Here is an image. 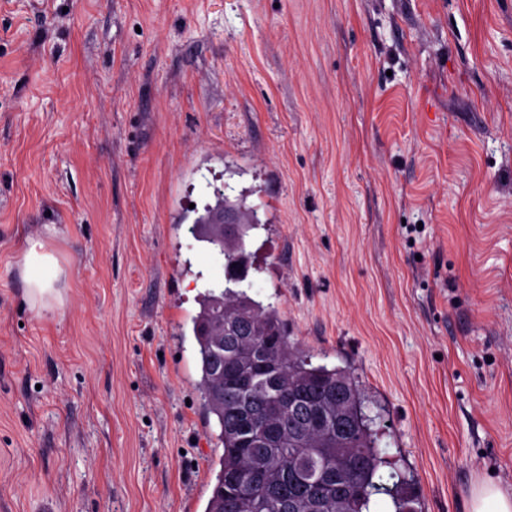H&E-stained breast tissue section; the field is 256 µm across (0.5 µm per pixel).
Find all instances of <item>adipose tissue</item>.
<instances>
[{"label":"adipose tissue","instance_id":"ef3b65f1","mask_svg":"<svg viewBox=\"0 0 512 512\" xmlns=\"http://www.w3.org/2000/svg\"><path fill=\"white\" fill-rule=\"evenodd\" d=\"M23 279L30 285L29 301L37 316L62 307L63 295L58 287L64 270L56 253L39 237H27L21 252Z\"/></svg>","mask_w":512,"mask_h":512}]
</instances>
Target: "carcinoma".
Returning a JSON list of instances; mask_svg holds the SVG:
<instances>
[{
    "label": "carcinoma",
    "mask_w": 512,
    "mask_h": 512,
    "mask_svg": "<svg viewBox=\"0 0 512 512\" xmlns=\"http://www.w3.org/2000/svg\"><path fill=\"white\" fill-rule=\"evenodd\" d=\"M212 189L215 205L189 228L224 281L207 288L192 317L197 390L210 437L223 448L204 512H370L371 496L415 512L402 477L382 482V463L364 397L346 368L312 365L294 347L276 310L246 291L245 257L254 213ZM237 223L213 236L211 216Z\"/></svg>",
    "instance_id": "carcinoma-1"
}]
</instances>
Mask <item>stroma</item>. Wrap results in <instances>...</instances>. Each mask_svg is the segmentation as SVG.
<instances>
[{
  "instance_id": "1",
  "label": "stroma",
  "mask_w": 512,
  "mask_h": 512,
  "mask_svg": "<svg viewBox=\"0 0 512 512\" xmlns=\"http://www.w3.org/2000/svg\"><path fill=\"white\" fill-rule=\"evenodd\" d=\"M213 181L417 512L512 495V0H0V512H201ZM23 279L32 287L30 308L37 316L52 313L63 306V295L57 284L65 275L56 253L40 237H27L21 252ZM512 496L509 497L493 483L482 482L471 490L470 512H511Z\"/></svg>"
}]
</instances>
